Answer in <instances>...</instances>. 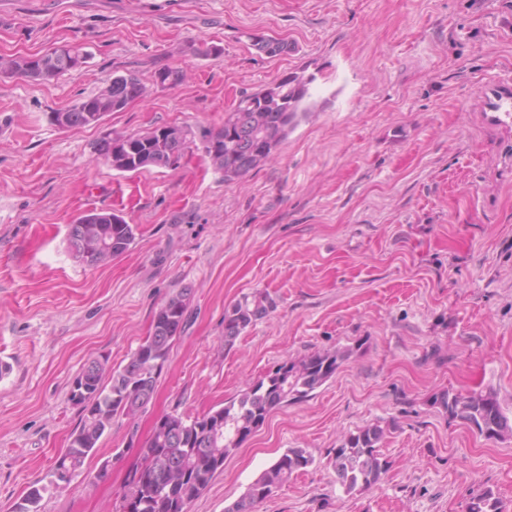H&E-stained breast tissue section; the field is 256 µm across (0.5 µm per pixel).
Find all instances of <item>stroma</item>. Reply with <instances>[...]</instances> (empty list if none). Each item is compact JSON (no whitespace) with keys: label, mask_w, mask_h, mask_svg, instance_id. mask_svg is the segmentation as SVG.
Masks as SVG:
<instances>
[{"label":"stroma","mask_w":512,"mask_h":512,"mask_svg":"<svg viewBox=\"0 0 512 512\" xmlns=\"http://www.w3.org/2000/svg\"><path fill=\"white\" fill-rule=\"evenodd\" d=\"M288 41L267 57L252 32ZM82 43L85 67L50 81L0 78V512H13L66 450L70 399L91 361L122 368L182 287L187 319L153 401L118 418L40 512H120L154 423L223 405L288 361L349 356L311 396L272 411L188 512H225L290 448L313 464L256 512H465L491 489L512 512V436L489 439L432 404L489 393L512 419V0H0V54ZM220 55L213 56L209 47ZM184 73L160 87L155 71ZM315 74L314 117L257 170L224 182L202 150L175 168L119 173L93 146L221 126L240 96ZM136 75L145 98L104 126L47 119ZM137 227L130 250L89 268L66 248L82 212ZM275 304L224 346V310ZM388 432L389 469L345 495L328 453L357 429ZM112 480L94 476L104 461Z\"/></svg>","instance_id":"stroma-1"}]
</instances>
